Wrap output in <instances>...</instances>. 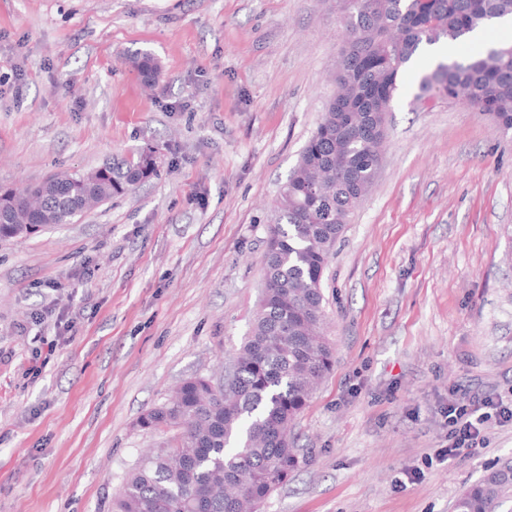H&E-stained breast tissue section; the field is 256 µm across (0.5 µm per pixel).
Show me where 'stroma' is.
I'll return each mask as SVG.
<instances>
[{
    "label": "stroma",
    "mask_w": 512,
    "mask_h": 512,
    "mask_svg": "<svg viewBox=\"0 0 512 512\" xmlns=\"http://www.w3.org/2000/svg\"><path fill=\"white\" fill-rule=\"evenodd\" d=\"M336 0H0V185L153 150L156 177L0 242V512H112L175 429L141 414L220 380L264 286L270 207L336 92ZM161 66L144 88L126 56ZM398 79L377 174L322 281L336 363L260 512H453L512 466V423L452 465L461 389L512 402V132Z\"/></svg>",
    "instance_id": "35a3bbf8"
}]
</instances>
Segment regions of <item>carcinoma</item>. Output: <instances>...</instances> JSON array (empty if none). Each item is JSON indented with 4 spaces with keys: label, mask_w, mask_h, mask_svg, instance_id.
Listing matches in <instances>:
<instances>
[{
    "label": "carcinoma",
    "mask_w": 512,
    "mask_h": 512,
    "mask_svg": "<svg viewBox=\"0 0 512 512\" xmlns=\"http://www.w3.org/2000/svg\"><path fill=\"white\" fill-rule=\"evenodd\" d=\"M512 0H348L338 92L276 202L267 225L265 288L249 336L224 385L194 376L147 409L144 430L176 428L177 442L155 449L127 477L113 512H256L299 464L288 432L335 355L322 336L321 282L349 217L381 161L400 72L418 51L461 42ZM512 44L425 73L417 98L448 96L512 131ZM141 80L161 74L150 54L129 57ZM153 151L116 158L103 169L63 173L44 186L0 189V240L70 224L155 176ZM512 497V467L492 471L456 499L455 512H498Z\"/></svg>",
    "instance_id": "cac0c4a2"
}]
</instances>
